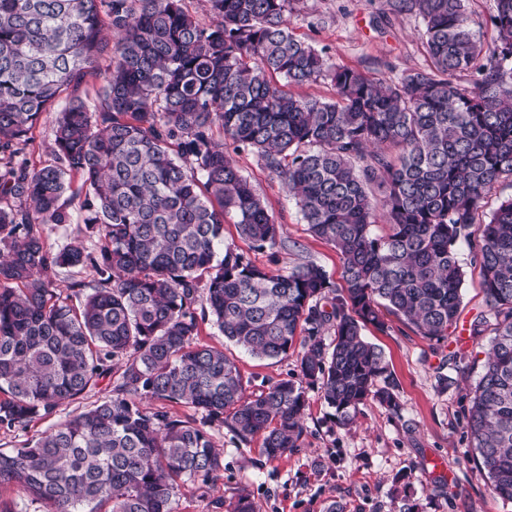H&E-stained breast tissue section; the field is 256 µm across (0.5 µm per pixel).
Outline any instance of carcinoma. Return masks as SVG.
<instances>
[{
    "mask_svg": "<svg viewBox=\"0 0 512 512\" xmlns=\"http://www.w3.org/2000/svg\"><path fill=\"white\" fill-rule=\"evenodd\" d=\"M190 3L0 0V429L25 430L112 378L110 398L0 451V489L18 487L34 512H174L180 484L221 477L216 427L242 445L261 438L271 461L298 447L309 389L342 427L370 400L401 416L363 331L389 329L387 311L445 341L463 244L485 297L469 336L495 330L463 419L494 494L512 501V197L479 219L512 179V0H494L491 50L466 0H391L421 17L429 64L389 80L296 38L293 0H207V22ZM276 76L328 79L335 99L296 97ZM89 77L102 80L92 99L78 94ZM55 107L54 159L31 169L28 134ZM232 152L284 182L309 232L340 251L341 283L314 263L267 271L224 242L232 219L270 261L284 245ZM71 172L97 243L52 252L42 233L72 223ZM55 268L90 269L97 285L66 294ZM208 318L252 355H297L296 373L247 393L235 360L197 343ZM227 512L259 507L240 487ZM512 196V181L505 180L501 181L495 186V188L489 193L483 203V208L479 213V218L483 221H487L491 212L495 210L501 200Z\"/></svg>",
    "mask_w": 512,
    "mask_h": 512,
    "instance_id": "cac0c4a2",
    "label": "carcinoma"
}]
</instances>
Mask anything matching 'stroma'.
<instances>
[{
  "mask_svg": "<svg viewBox=\"0 0 512 512\" xmlns=\"http://www.w3.org/2000/svg\"><path fill=\"white\" fill-rule=\"evenodd\" d=\"M289 26L316 48L326 49L337 64L370 76L395 78L428 64L421 18L392 14L389 0H297ZM234 162L282 224L285 247L277 261H270L266 253L251 250L230 222L224 226L225 242L248 252L261 267L312 262L339 279L340 253L310 235L280 179L255 154L235 155ZM483 307L478 272L470 267L457 327L445 343L429 341L398 322L385 333L367 329L366 337L383 349L398 384L400 415L371 400L361 406L351 427L341 428L319 393L308 391L300 446L273 461L262 455L260 440L239 448L231 432L216 430L214 441L224 458L221 477L210 486L182 485L175 512H221L217 501L230 498L241 486L251 491L260 512H327L334 502L343 504L345 512H401L408 496L418 503L419 512H512V502L496 496L481 473L461 421L464 388L480 378L490 348V336L468 337L469 323ZM457 349L467 353V366L453 373L447 389H440L438 368ZM234 356L253 392L288 377L297 365L292 356L259 359L239 349ZM111 390L110 381L102 380L27 430H0V448L18 446L90 409L109 398ZM405 474L412 477L411 487L403 485Z\"/></svg>",
  "mask_w": 512,
  "mask_h": 512,
  "instance_id": "obj_1",
  "label": "stroma"
}]
</instances>
